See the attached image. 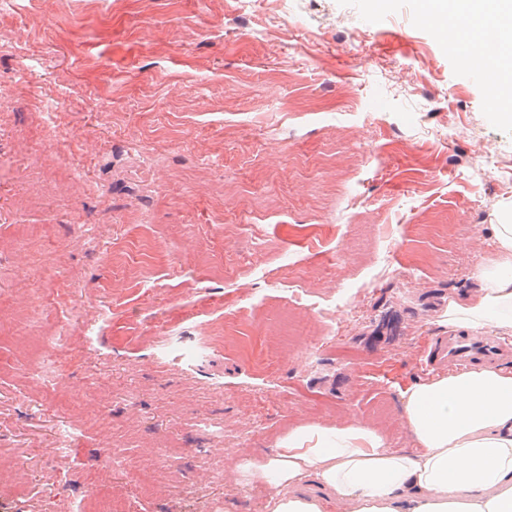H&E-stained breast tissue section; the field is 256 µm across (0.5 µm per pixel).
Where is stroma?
Returning a JSON list of instances; mask_svg holds the SVG:
<instances>
[{
    "label": "stroma",
    "instance_id": "1",
    "mask_svg": "<svg viewBox=\"0 0 512 512\" xmlns=\"http://www.w3.org/2000/svg\"><path fill=\"white\" fill-rule=\"evenodd\" d=\"M425 9L0 0V512H266L236 466L306 423L413 448L397 389L512 215V124ZM42 323V317L36 318L34 314L30 315L23 323V326H20L17 330L16 335L35 338L34 345L29 352V357L32 359L31 367L35 372L34 375L43 386H54L57 377L54 375V372H47V368L50 365L49 353L62 349L66 345L68 336L59 321H55L53 332L48 336H44L41 332Z\"/></svg>",
    "mask_w": 512,
    "mask_h": 512
}]
</instances>
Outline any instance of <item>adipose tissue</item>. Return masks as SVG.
<instances>
[{
	"mask_svg": "<svg viewBox=\"0 0 512 512\" xmlns=\"http://www.w3.org/2000/svg\"><path fill=\"white\" fill-rule=\"evenodd\" d=\"M429 12L449 40L474 45L478 18H493L512 48V0H476L463 20L446 0H431ZM492 230L495 253L477 267L475 293L449 297L440 315L448 330L512 334V220ZM399 401L412 449L389 447L368 424L309 423L238 463L240 478L267 488L268 512H512V370L437 375L400 390Z\"/></svg>",
	"mask_w": 512,
	"mask_h": 512,
	"instance_id": "1",
	"label": "adipose tissue"
}]
</instances>
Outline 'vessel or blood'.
<instances>
[{
    "mask_svg": "<svg viewBox=\"0 0 512 512\" xmlns=\"http://www.w3.org/2000/svg\"><path fill=\"white\" fill-rule=\"evenodd\" d=\"M512 358V343L491 336H462L451 333L435 338L421 367L426 371L460 373L476 363L493 364Z\"/></svg>",
    "mask_w": 512,
    "mask_h": 512,
    "instance_id": "vessel-or-blood-1",
    "label": "vessel or blood"
}]
</instances>
